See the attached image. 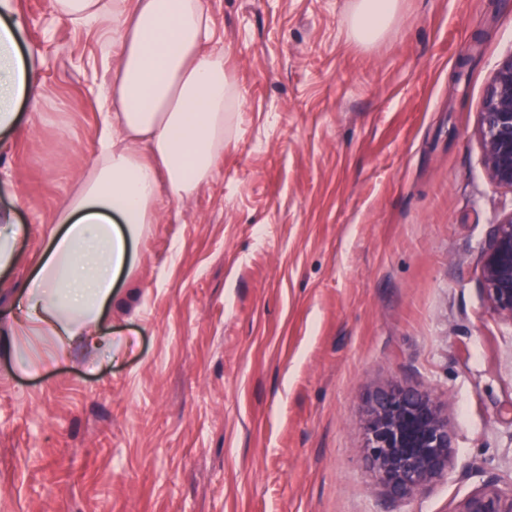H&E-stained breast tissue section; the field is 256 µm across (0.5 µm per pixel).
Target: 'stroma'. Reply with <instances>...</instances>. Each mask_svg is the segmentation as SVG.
Segmentation results:
<instances>
[{
    "instance_id": "stroma-1",
    "label": "stroma",
    "mask_w": 512,
    "mask_h": 512,
    "mask_svg": "<svg viewBox=\"0 0 512 512\" xmlns=\"http://www.w3.org/2000/svg\"><path fill=\"white\" fill-rule=\"evenodd\" d=\"M15 3L43 98L0 153L27 229L0 270L1 324L98 149L112 75L55 0ZM354 4L207 0L242 92L232 136L138 238L111 354L0 338V512H454L478 468L512 488V327L477 264L512 212L478 135L512 0H399L365 44ZM395 380L447 405L458 448L449 478L390 504L362 420Z\"/></svg>"
}]
</instances>
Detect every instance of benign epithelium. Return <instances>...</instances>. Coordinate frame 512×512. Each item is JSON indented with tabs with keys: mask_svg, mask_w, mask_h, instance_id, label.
<instances>
[{
	"mask_svg": "<svg viewBox=\"0 0 512 512\" xmlns=\"http://www.w3.org/2000/svg\"><path fill=\"white\" fill-rule=\"evenodd\" d=\"M480 134L488 177L512 190V56L499 64L487 87ZM480 273L488 307L512 326V212L492 225ZM363 434L373 487L391 503L428 492L454 471L458 436L447 407L427 389L393 383L371 394ZM456 512H512V489H501L489 477Z\"/></svg>",
	"mask_w": 512,
	"mask_h": 512,
	"instance_id": "benign-epithelium-1",
	"label": "benign epithelium"
}]
</instances>
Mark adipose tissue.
Returning <instances> with one entry per match:
<instances>
[{
	"label": "adipose tissue",
	"mask_w": 512,
	"mask_h": 512,
	"mask_svg": "<svg viewBox=\"0 0 512 512\" xmlns=\"http://www.w3.org/2000/svg\"><path fill=\"white\" fill-rule=\"evenodd\" d=\"M73 24L95 29L115 77L100 96L110 111L92 166L49 223L39 265L10 332L53 336L57 353L74 339L111 349L100 321L112 286L133 270L131 250L165 201L196 194L211 179L241 92L224 70L204 0H56ZM398 0H357L351 34L378 37ZM15 0H0V132L21 106L37 111L42 82L24 53Z\"/></svg>",
	"instance_id": "1"
}]
</instances>
